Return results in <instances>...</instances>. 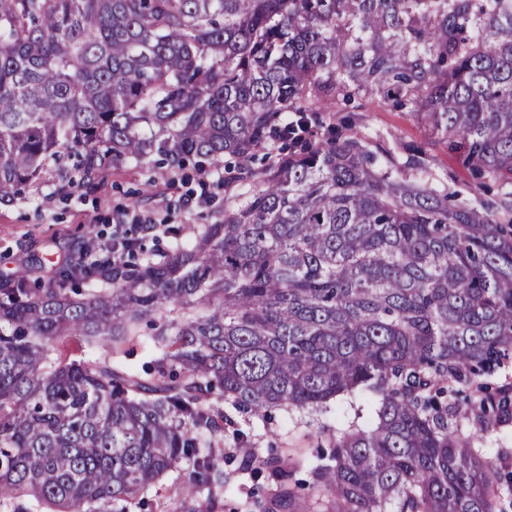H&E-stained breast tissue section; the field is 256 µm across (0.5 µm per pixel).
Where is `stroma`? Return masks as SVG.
I'll use <instances>...</instances> for the list:
<instances>
[{
  "mask_svg": "<svg viewBox=\"0 0 512 512\" xmlns=\"http://www.w3.org/2000/svg\"><path fill=\"white\" fill-rule=\"evenodd\" d=\"M322 130L348 136L361 133L375 153H389L404 161L408 150L425 154L423 180L437 189L459 193L461 200L480 206L488 195L479 190L459 154L418 122L411 109L394 106L390 99L374 92H355L337 97L335 105L320 113ZM225 169L217 166L199 173L186 170L172 176L164 164L124 162L100 171L93 182L72 193H56L53 177L31 188L23 197L0 204V275L28 269L32 283L43 285L55 276L59 266L78 260L83 244L96 237L100 246L111 245L118 225L132 221L127 209L137 206L141 215L168 224H211L224 215L225 195L243 194L245 187L224 184ZM376 402L368 395L355 401H339L336 415L320 425L304 418L274 411L262 419L237 413L232 406L224 412L232 417L234 430L248 434V449L236 447L233 432H225L215 447H203L199 456L213 465L214 482L199 497L181 490L188 462H180L154 488L143 504H129L125 512H192L202 502L206 512H262L273 492V480L241 468L245 453L262 459L287 460L291 479L312 484L316 450L329 444L341 416L360 415L362 423L374 422Z\"/></svg>",
  "mask_w": 512,
  "mask_h": 512,
  "instance_id": "obj_1",
  "label": "stroma"
}]
</instances>
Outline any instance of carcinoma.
Segmentation results:
<instances>
[{"mask_svg": "<svg viewBox=\"0 0 512 512\" xmlns=\"http://www.w3.org/2000/svg\"><path fill=\"white\" fill-rule=\"evenodd\" d=\"M348 88L408 98L497 201L394 176L360 136L308 140L309 94ZM280 142L300 152L245 165ZM226 154L251 193L165 225L184 245L122 236L118 265L0 278V503L106 512L224 436L215 399L319 417L369 392L377 422L317 455L324 512H512V457L476 447L512 416L488 382L512 359V0H0V202L51 168L66 191ZM143 321L159 357L141 376L112 359ZM242 465L279 480L265 512H307L281 462ZM210 481L202 461L183 489Z\"/></svg>", "mask_w": 512, "mask_h": 512, "instance_id": "cac0c4a2", "label": "carcinoma"}]
</instances>
